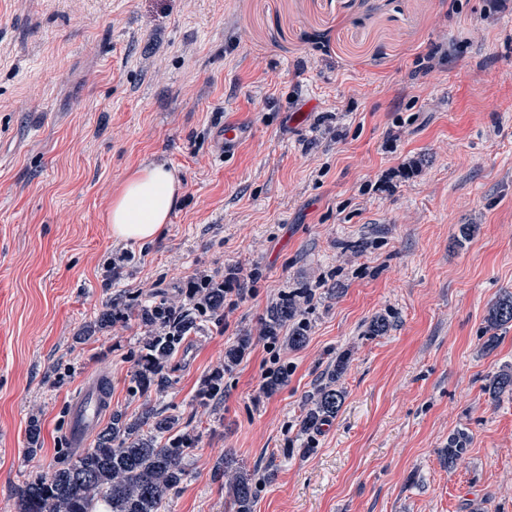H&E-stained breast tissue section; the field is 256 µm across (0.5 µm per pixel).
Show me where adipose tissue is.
<instances>
[{
  "label": "adipose tissue",
  "mask_w": 512,
  "mask_h": 512,
  "mask_svg": "<svg viewBox=\"0 0 512 512\" xmlns=\"http://www.w3.org/2000/svg\"><path fill=\"white\" fill-rule=\"evenodd\" d=\"M172 170L152 164L133 173L113 199L106 222L118 241L152 240L167 224L179 198Z\"/></svg>",
  "instance_id": "ef3b65f1"
}]
</instances>
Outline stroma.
Instances as JSON below:
<instances>
[{
    "instance_id": "stroma-1",
    "label": "stroma",
    "mask_w": 512,
    "mask_h": 512,
    "mask_svg": "<svg viewBox=\"0 0 512 512\" xmlns=\"http://www.w3.org/2000/svg\"><path fill=\"white\" fill-rule=\"evenodd\" d=\"M228 121L248 130L229 155ZM149 163L179 203L153 241L115 240L106 211ZM204 277L242 300L198 316L163 394L133 392L137 319L81 341ZM0 285V512L71 447L97 375L112 408L180 415L198 439L164 512H230L225 455L255 477L253 512H512V397L482 389L512 364V326L481 341L512 292V0H0ZM301 291L307 344L264 337ZM377 315L389 332L366 335ZM245 335L223 399L199 406ZM341 353L340 412L301 432ZM252 344L251 336H240L224 351V369L209 375L197 394L200 406H209L224 396V371L231 370L246 355Z\"/></svg>"
}]
</instances>
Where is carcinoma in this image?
<instances>
[{"label":"carcinoma","instance_id":"obj_1","mask_svg":"<svg viewBox=\"0 0 512 512\" xmlns=\"http://www.w3.org/2000/svg\"><path fill=\"white\" fill-rule=\"evenodd\" d=\"M190 303L183 305H140L130 310L146 329L134 371L136 391L163 392L169 386L167 365L179 351L186 335L196 327L192 311L210 313L216 319L224 315V287L210 278L197 282ZM301 303L292 295L271 306L264 322L267 337H284L288 347L298 349L308 340V325L299 319ZM512 323V294L500 296L488 310L483 342L485 351H493L499 340L495 331ZM252 344L249 336H240L224 351V370L209 375L197 394V402L208 406L224 396V371L232 369L246 355ZM346 365L344 355L336 357L333 368L326 373L327 382L310 397L307 410L300 418V429L314 432L335 418L343 404V392L337 389ZM288 382V369L267 374L263 388L266 393L278 392ZM484 391L496 400L512 396V366H503L485 378ZM41 423L29 419L28 453L40 449ZM195 439L180 429V416L165 415L146 407L137 416L114 409L111 419L96 435L93 447L80 454L63 449L53 471L37 476L16 492L17 512H161L163 501L177 489L187 475L186 461ZM467 436L461 432L448 440V466L452 467L467 451ZM214 477L227 478L235 512H253L255 484L252 475L233 467V460L224 458L216 464Z\"/></svg>","mask_w":512,"mask_h":512}]
</instances>
